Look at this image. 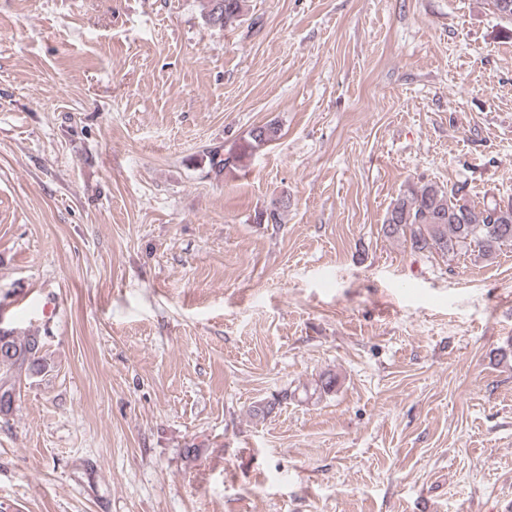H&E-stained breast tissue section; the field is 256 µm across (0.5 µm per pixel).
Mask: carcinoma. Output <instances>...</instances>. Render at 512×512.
<instances>
[{
	"instance_id": "obj_1",
	"label": "carcinoma",
	"mask_w": 512,
	"mask_h": 512,
	"mask_svg": "<svg viewBox=\"0 0 512 512\" xmlns=\"http://www.w3.org/2000/svg\"><path fill=\"white\" fill-rule=\"evenodd\" d=\"M206 2L205 21L218 28L238 20L246 9V0ZM279 136L280 126L272 120L249 131L256 147L269 145ZM206 157L209 172L216 176L223 175L236 161L217 148L206 151ZM465 189L463 184L446 188L431 182L409 188L387 211L384 233L404 238L418 252L447 256L475 244L483 255H494L501 245L512 242V201L491 200L478 209L467 200ZM286 209L288 197L273 200L265 211L266 222L280 223ZM43 349L44 341L37 334L20 337L12 328L0 330V417L12 412L22 377L47 368Z\"/></svg>"
}]
</instances>
